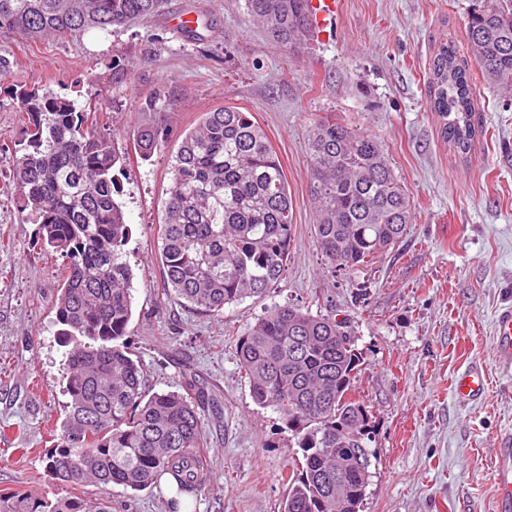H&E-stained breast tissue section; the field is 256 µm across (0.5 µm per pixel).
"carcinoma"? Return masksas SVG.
<instances>
[{
	"label": "carcinoma",
	"instance_id": "cac0c4a2",
	"mask_svg": "<svg viewBox=\"0 0 512 512\" xmlns=\"http://www.w3.org/2000/svg\"><path fill=\"white\" fill-rule=\"evenodd\" d=\"M466 28L468 58L454 41L434 55L429 93L445 142L465 154L475 127L468 62L485 82L512 90V0H488ZM267 37L296 51L312 39L308 0H244ZM162 0H0V30L33 41L107 34L154 16ZM24 116L9 180L41 244L67 260L53 302L68 367L66 420L47 469L62 487L166 481L169 512L202 487L206 463L201 412L207 396L190 378L181 390L150 392L127 351L132 269L122 247L129 226L114 170L115 148L103 113L75 99L18 86ZM174 95L161 88L142 108L165 112ZM164 130L144 123L136 151L148 160ZM318 248L333 268L354 270L394 248L412 223L410 196L382 142L332 115L312 122L306 143ZM172 184L156 228L165 289L191 308L218 316L224 306L262 297L288 270L295 225L281 161L252 113L224 106L183 133L171 163ZM240 370L254 403L278 414L301 457L288 471L281 512H363L371 482L369 410L355 396L360 353L333 313L313 315L287 302L256 319L237 341ZM357 442L336 450V433ZM0 512H112L106 497L28 491L0 493Z\"/></svg>",
	"mask_w": 512,
	"mask_h": 512
}]
</instances>
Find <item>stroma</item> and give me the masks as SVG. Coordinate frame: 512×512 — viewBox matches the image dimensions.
Here are the masks:
<instances>
[{
    "label": "stroma",
    "mask_w": 512,
    "mask_h": 512,
    "mask_svg": "<svg viewBox=\"0 0 512 512\" xmlns=\"http://www.w3.org/2000/svg\"><path fill=\"white\" fill-rule=\"evenodd\" d=\"M481 2L341 0L327 31L292 53L267 39L244 0H166L144 22L78 40L0 34L10 63L0 76L2 137L22 132L9 95L19 82L101 108L121 147L132 145L150 94L165 87L177 95L154 115L166 131L161 147L147 161L130 153L118 200L135 273L127 339L146 384L176 390L193 372L224 412L220 425L202 418L207 483L191 512H281L285 474L301 451L278 415L253 402L236 344L288 301L315 315L335 311L361 354L356 395L371 414L374 453L364 512H496L492 452L512 432V371L493 358L496 314L512 305V91L476 83L482 133L465 155L443 141L428 92L440 42L465 47L467 16ZM184 15L205 24L202 40L173 26ZM147 45L155 54L143 55ZM117 58L127 74L119 83ZM225 105L252 112L265 130L288 182L295 236L277 288L214 318L163 294L156 226L181 133ZM326 114L380 138L412 202L403 242L353 271L331 268L315 241L305 138ZM11 164L0 154V491L52 498L69 493L46 468L68 400L52 308L64 260L39 247L38 225L18 209L4 175ZM472 364L483 367L487 390L465 406L452 381ZM78 492L109 496L115 512H169L173 495L164 483Z\"/></svg>",
    "instance_id": "obj_1"
}]
</instances>
